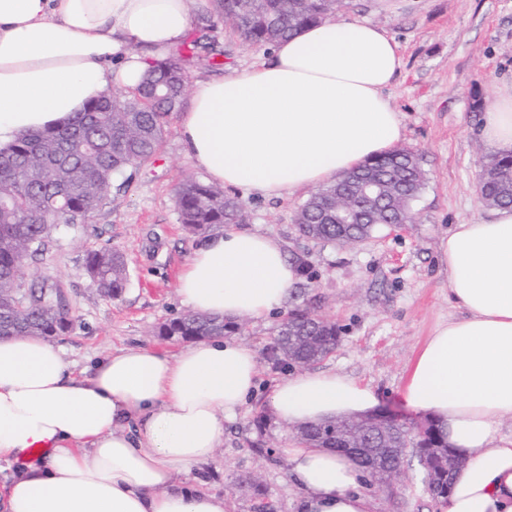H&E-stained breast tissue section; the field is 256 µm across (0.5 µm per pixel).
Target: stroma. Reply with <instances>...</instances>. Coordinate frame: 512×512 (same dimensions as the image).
I'll return each instance as SVG.
<instances>
[{
	"label": "stroma",
	"mask_w": 512,
	"mask_h": 512,
	"mask_svg": "<svg viewBox=\"0 0 512 512\" xmlns=\"http://www.w3.org/2000/svg\"><path fill=\"white\" fill-rule=\"evenodd\" d=\"M343 16L385 29L401 46L402 68L386 94L402 118V144L417 151L424 173L415 219L354 245L315 243L294 222L309 196L304 189L278 199L245 197V226L282 242L288 255L306 256L315 271L291 303L308 306L339 328L335 351L318 369L370 384L380 392L382 408L415 426L426 417L401 401L405 369L434 328L458 314L448 300L441 241L453 225L491 213L477 182L495 150L478 135L479 112L512 89V0H350ZM193 23L208 24L215 49L226 55L224 74L268 53L243 43L217 16L199 11ZM198 173L177 122H170L158 155L133 169L127 190L114 193L79 227L58 226L45 250L24 263L25 285L54 282L65 292L76 322L54 342L75 368L121 347L182 348V341L159 336L158 327L188 311L177 292L178 276L201 238L180 224L173 194L183 175ZM103 246L119 249L128 262V284L112 301L100 297L85 268L87 251ZM282 318L279 312L262 321L248 318L236 333V341L259 357V389L236 417L225 420L215 457L194 471L201 488L223 494L225 512H254L253 486L244 482L251 475L273 512H295L299 490L288 475L285 451L299 439L294 425L276 421L264 408L285 372L266 356ZM367 494L371 512H445L426 492L412 447L399 477Z\"/></svg>",
	"instance_id": "1"
}]
</instances>
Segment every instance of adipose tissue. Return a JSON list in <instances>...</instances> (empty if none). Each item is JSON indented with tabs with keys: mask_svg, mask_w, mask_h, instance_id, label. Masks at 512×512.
<instances>
[{
	"mask_svg": "<svg viewBox=\"0 0 512 512\" xmlns=\"http://www.w3.org/2000/svg\"><path fill=\"white\" fill-rule=\"evenodd\" d=\"M198 0H0V147L59 127L86 103L136 87L190 30ZM400 47L372 24L329 18L280 40L260 64L202 78L179 115L185 152L212 182L263 198L331 183L403 140L386 89ZM512 152V93L481 117ZM448 300L409 363L401 396L439 424L464 460L446 512H512V207L457 224L441 242ZM298 277L279 241L229 228L203 240L178 281L197 313L266 318ZM257 353L221 336L169 354L108 352L80 372L38 336L0 338V512H225L222 495L178 482L212 459L257 385ZM371 385L333 370L290 373L267 398L290 424L360 418ZM298 512H370L361 471L327 448L289 449Z\"/></svg>",
	"mask_w": 512,
	"mask_h": 512,
	"instance_id": "adipose-tissue-1",
	"label": "adipose tissue"
}]
</instances>
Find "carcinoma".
<instances>
[{"label": "carcinoma", "instance_id": "obj_1", "mask_svg": "<svg viewBox=\"0 0 512 512\" xmlns=\"http://www.w3.org/2000/svg\"><path fill=\"white\" fill-rule=\"evenodd\" d=\"M209 12L224 19L245 43L270 46L301 28L342 10L348 0H209ZM198 27L171 55L152 63L143 86L110 97L92 99L61 128L30 131L0 150V336H62L76 321L58 284L24 287L19 272L24 261L45 249L52 230L74 225L98 211L112 192L128 186L126 173L155 157L172 113L187 92V66L205 61L224 66ZM351 174L374 180L380 190L364 204L342 178L316 189L295 216L299 233L315 242L354 244L395 222H412V203L423 186L418 154L400 148L365 161ZM478 189L490 207L512 206V154L495 155L481 169ZM180 223L194 234L224 224H241L246 205L191 176L174 191ZM86 270L102 297L121 296L128 282L124 255L109 247L90 250ZM241 329L238 322L188 313L162 323L161 336L195 341ZM335 323L296 307L288 312L268 347L275 363L307 367L329 356L338 343ZM417 443L419 461L430 471L429 491L448 498V475L456 456L448 451L442 427L429 421ZM301 442L321 448H404L406 428L386 433L365 422L339 418L298 429Z\"/></svg>", "mask_w": 512, "mask_h": 512}]
</instances>
